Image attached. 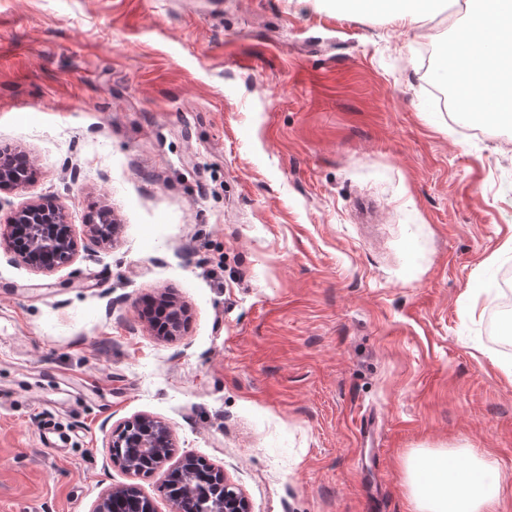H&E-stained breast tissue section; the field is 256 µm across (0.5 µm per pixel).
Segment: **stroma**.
Instances as JSON below:
<instances>
[{"label":"stroma","instance_id":"obj_1","mask_svg":"<svg viewBox=\"0 0 512 512\" xmlns=\"http://www.w3.org/2000/svg\"><path fill=\"white\" fill-rule=\"evenodd\" d=\"M412 30L334 0H0V225L64 207L40 273L0 233V512H92L166 470L112 462L150 415L250 512H410L404 462H496L512 512V127L457 129ZM118 224L94 245L101 212ZM181 335L145 317L160 294ZM375 421L374 446L359 428ZM59 437L46 446L43 428ZM157 304L164 310L167 319L151 322V327L156 336L169 339L177 336L184 322V311L178 302L172 298L164 297Z\"/></svg>","mask_w":512,"mask_h":512}]
</instances>
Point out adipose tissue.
Here are the masks:
<instances>
[{
	"mask_svg": "<svg viewBox=\"0 0 512 512\" xmlns=\"http://www.w3.org/2000/svg\"><path fill=\"white\" fill-rule=\"evenodd\" d=\"M381 9L412 29L439 14L443 0H378ZM465 27L453 60L437 76L463 86L475 119L512 112V0H464ZM405 484L415 512H493L505 478L494 461L458 463L445 449L413 452Z\"/></svg>",
	"mask_w": 512,
	"mask_h": 512,
	"instance_id": "1",
	"label": "adipose tissue"
}]
</instances>
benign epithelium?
<instances>
[{
  "instance_id": "benign-epithelium-1",
  "label": "benign epithelium",
  "mask_w": 512,
  "mask_h": 512,
  "mask_svg": "<svg viewBox=\"0 0 512 512\" xmlns=\"http://www.w3.org/2000/svg\"><path fill=\"white\" fill-rule=\"evenodd\" d=\"M25 184L21 172L15 169L9 156L0 153V186L19 188ZM115 225L105 217L100 224L89 225L90 239L96 243H104L111 239ZM8 234L19 238L21 248L18 256L28 266L41 271L50 272L59 265L71 261L78 252L75 241L66 224L63 207L52 202L30 203L16 210L9 224ZM167 319L154 321L151 327L156 336L169 339L181 330L184 322V311L178 302L164 297L159 301ZM127 441V462L124 470L136 475L145 462L161 469L169 461L173 443L169 426L162 420L148 416H137L124 424ZM184 496L173 512H201V507L192 491L195 476L186 473ZM133 505V512H154L152 501L144 496L139 488L132 484L114 486L104 493L96 502L92 512H120L124 506ZM209 512H249L246 499L236 490L225 492L224 497L212 498Z\"/></svg>"
}]
</instances>
